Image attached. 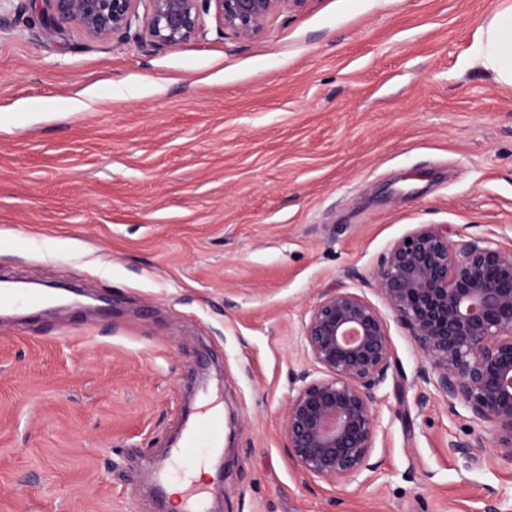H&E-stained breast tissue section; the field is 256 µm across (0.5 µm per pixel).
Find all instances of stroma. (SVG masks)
Returning a JSON list of instances; mask_svg holds the SVG:
<instances>
[{
	"label": "stroma",
	"instance_id": "stroma-1",
	"mask_svg": "<svg viewBox=\"0 0 512 512\" xmlns=\"http://www.w3.org/2000/svg\"><path fill=\"white\" fill-rule=\"evenodd\" d=\"M499 0H307L258 38L155 49L48 29L0 0V278L78 305L0 321V512H162L167 460L204 397L232 423L214 512H512V460L425 382L378 291L422 224L512 250V87L468 68ZM387 324L371 468L306 475L285 446L302 326L332 291ZM484 439L479 435L474 441H461L457 440L451 442L448 446L449 450L456 455L464 458L470 466L478 465L481 461L479 450L477 448H484Z\"/></svg>",
	"mask_w": 512,
	"mask_h": 512
}]
</instances>
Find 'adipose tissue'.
I'll list each match as a JSON object with an SVG mask.
<instances>
[{"instance_id": "1", "label": "adipose tissue", "mask_w": 512, "mask_h": 512, "mask_svg": "<svg viewBox=\"0 0 512 512\" xmlns=\"http://www.w3.org/2000/svg\"><path fill=\"white\" fill-rule=\"evenodd\" d=\"M472 59L497 83L512 86V0H502L491 19L479 28Z\"/></svg>"}]
</instances>
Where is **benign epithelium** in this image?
<instances>
[{"mask_svg": "<svg viewBox=\"0 0 512 512\" xmlns=\"http://www.w3.org/2000/svg\"><path fill=\"white\" fill-rule=\"evenodd\" d=\"M57 27H71L101 44L131 37L153 47L176 46L202 34L213 13L219 31L241 40L263 33L276 12L307 0H44ZM144 13H138L139 5ZM378 290L399 323L431 362L434 386L461 405L469 421L491 425V447L512 459V252L485 240L459 248L434 224L396 242L375 274ZM313 369L297 376L283 433L302 471L330 481L369 467L377 437V391L393 351L378 310L348 291L327 294L302 331ZM318 376H313V373ZM481 436L449 450L480 463Z\"/></svg>", "mask_w": 512, "mask_h": 512, "instance_id": "obj_1", "label": "benign epithelium"}]
</instances>
